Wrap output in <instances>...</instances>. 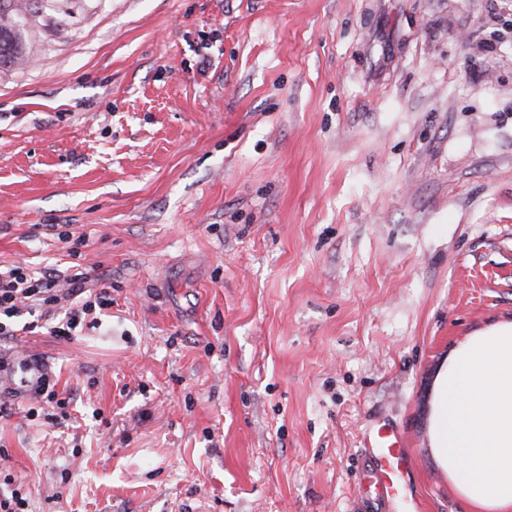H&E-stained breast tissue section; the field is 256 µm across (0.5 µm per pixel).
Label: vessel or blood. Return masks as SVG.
Here are the masks:
<instances>
[{
    "label": "vessel or blood",
    "instance_id": "vessel-or-blood-1",
    "mask_svg": "<svg viewBox=\"0 0 512 512\" xmlns=\"http://www.w3.org/2000/svg\"><path fill=\"white\" fill-rule=\"evenodd\" d=\"M363 503L379 506L382 512H425V503L412 489L409 473L414 459L403 432L391 424L372 429L364 436Z\"/></svg>",
    "mask_w": 512,
    "mask_h": 512
}]
</instances>
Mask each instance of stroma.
<instances>
[{
	"mask_svg": "<svg viewBox=\"0 0 512 512\" xmlns=\"http://www.w3.org/2000/svg\"><path fill=\"white\" fill-rule=\"evenodd\" d=\"M0 68V263L87 273L97 323L0 341L29 512H426L448 348L512 319V0H31ZM74 237L72 247L58 226ZM70 398L47 420L12 363ZM407 446L405 434L391 424L365 434L363 483L358 490L363 503L380 506L384 512L426 511L424 500L409 482L414 459Z\"/></svg>",
	"mask_w": 512,
	"mask_h": 512,
	"instance_id": "35a3bbf8",
	"label": "stroma"
}]
</instances>
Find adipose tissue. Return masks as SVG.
<instances>
[{
	"mask_svg": "<svg viewBox=\"0 0 512 512\" xmlns=\"http://www.w3.org/2000/svg\"><path fill=\"white\" fill-rule=\"evenodd\" d=\"M431 459L474 512H512V320L452 345L430 391Z\"/></svg>",
	"mask_w": 512,
	"mask_h": 512,
	"instance_id": "1",
	"label": "adipose tissue"
}]
</instances>
